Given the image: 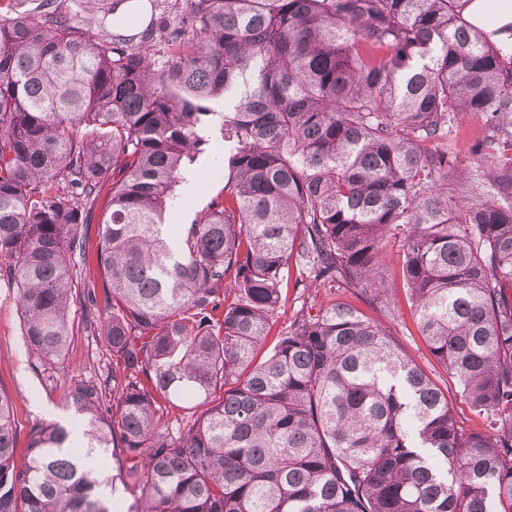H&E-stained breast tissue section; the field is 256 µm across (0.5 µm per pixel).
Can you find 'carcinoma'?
<instances>
[{"label": "carcinoma", "instance_id": "1", "mask_svg": "<svg viewBox=\"0 0 512 512\" xmlns=\"http://www.w3.org/2000/svg\"><path fill=\"white\" fill-rule=\"evenodd\" d=\"M117 2L86 7L136 28ZM470 2L184 0L139 44L87 33L64 0L0 18V280L36 368L65 357L78 303L112 353L21 463L0 390V512H120L118 482L139 491L125 512H512V54ZM471 113L487 172L459 201L429 144ZM217 140L223 187L166 223ZM105 191L100 280H77ZM388 239L485 428L346 303L266 345L291 286L389 308ZM117 449L120 474L88 465Z\"/></svg>", "mask_w": 512, "mask_h": 512}]
</instances>
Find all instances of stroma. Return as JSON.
Returning <instances> with one entry per match:
<instances>
[{"label":"stroma","mask_w":512,"mask_h":512,"mask_svg":"<svg viewBox=\"0 0 512 512\" xmlns=\"http://www.w3.org/2000/svg\"><path fill=\"white\" fill-rule=\"evenodd\" d=\"M483 131L482 117L472 115L459 121L451 128L447 138L439 141V149L447 151L455 160L456 181L483 175L482 163L469 151ZM212 170V164L199 162L196 188L189 194L177 193L170 206L169 223L189 224L204 212L211 193L220 187L219 181L211 177ZM389 275L397 301L394 312L380 311L360 292L350 289L339 288L329 293L322 291L315 294L308 288H295L290 290L284 309L279 310L272 331L280 333L301 308L312 307L313 303L348 302L369 317L390 326L392 341L404 355L430 372L439 383H448V376L430 355L416 330L398 264H391ZM71 318L74 334L63 364L33 370L23 339L20 310L14 291L0 282V388L9 393L14 404L15 419L21 431L17 444L18 457L26 455L25 433L31 423L64 418V394L70 380L77 375H102L111 362L107 348L86 330L83 308L73 307Z\"/></svg>","instance_id":"1"}]
</instances>
